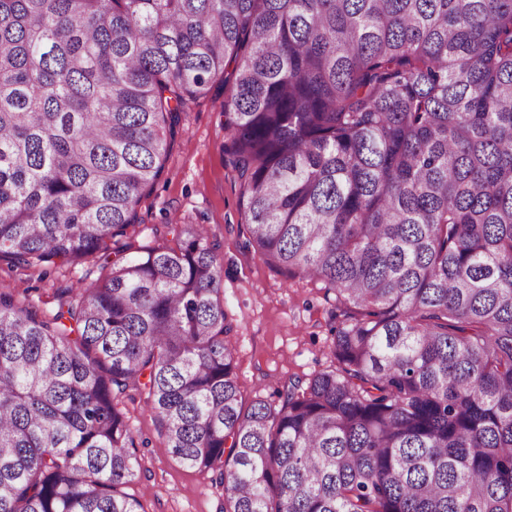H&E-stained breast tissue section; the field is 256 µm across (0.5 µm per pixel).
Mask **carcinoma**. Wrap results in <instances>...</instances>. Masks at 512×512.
I'll list each match as a JSON object with an SVG mask.
<instances>
[{
	"label": "carcinoma",
	"instance_id": "carcinoma-1",
	"mask_svg": "<svg viewBox=\"0 0 512 512\" xmlns=\"http://www.w3.org/2000/svg\"><path fill=\"white\" fill-rule=\"evenodd\" d=\"M244 245L333 296L335 366L244 406L196 224L127 255L217 77ZM0 512H145L134 390L224 512H512V0H0ZM91 262L75 267L25 268L10 266L0 260V289L12 292L18 299L29 301L45 315H51L57 306V296H71V288L90 283L100 272V265Z\"/></svg>",
	"mask_w": 512,
	"mask_h": 512
}]
</instances>
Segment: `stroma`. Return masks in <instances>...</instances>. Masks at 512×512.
<instances>
[{"instance_id": "stroma-1", "label": "stroma", "mask_w": 512, "mask_h": 512, "mask_svg": "<svg viewBox=\"0 0 512 512\" xmlns=\"http://www.w3.org/2000/svg\"><path fill=\"white\" fill-rule=\"evenodd\" d=\"M224 89L215 81L189 101L172 139L161 180L142 199L123 244L129 254L170 244L171 224H199L223 266L224 310L234 327L244 404L273 398L292 379H309L330 365L333 299L319 284L291 279L243 245L240 180L224 156ZM98 263L25 268L0 260V289L51 315L59 295L90 283ZM123 405L138 446L139 471L127 485L145 512H224V495L210 474L181 466L155 430L141 399Z\"/></svg>"}]
</instances>
